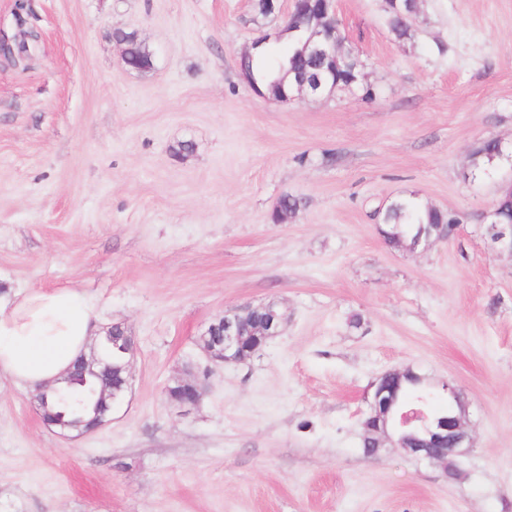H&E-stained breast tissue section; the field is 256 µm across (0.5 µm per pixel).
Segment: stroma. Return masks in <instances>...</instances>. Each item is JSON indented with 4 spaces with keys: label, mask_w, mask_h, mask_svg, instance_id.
I'll return each instance as SVG.
<instances>
[{
    "label": "stroma",
    "mask_w": 512,
    "mask_h": 512,
    "mask_svg": "<svg viewBox=\"0 0 512 512\" xmlns=\"http://www.w3.org/2000/svg\"><path fill=\"white\" fill-rule=\"evenodd\" d=\"M335 13L372 98L254 91L242 53L287 42L254 0H0V32L40 36L29 67L0 63V283L76 289L134 338L130 390L83 435L0 378V512H512V256L483 222L512 171L466 175L512 144V0H422L405 41L385 0ZM117 30L153 70H126ZM399 195L462 222L389 246L375 212ZM272 298L282 334L213 364L204 329ZM189 367L183 412L165 390ZM405 368L466 408L456 479L363 453L371 385ZM479 158L473 160L471 172L478 177L489 174L502 164L503 153L495 140L484 143L477 152Z\"/></svg>",
    "instance_id": "obj_1"
}]
</instances>
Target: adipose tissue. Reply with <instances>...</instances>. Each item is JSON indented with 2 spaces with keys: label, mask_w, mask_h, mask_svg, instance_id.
Listing matches in <instances>:
<instances>
[{
  "label": "adipose tissue",
  "mask_w": 512,
  "mask_h": 512,
  "mask_svg": "<svg viewBox=\"0 0 512 512\" xmlns=\"http://www.w3.org/2000/svg\"><path fill=\"white\" fill-rule=\"evenodd\" d=\"M97 330L89 302L73 289L0 297V377L33 388L51 384Z\"/></svg>",
  "instance_id": "adipose-tissue-1"
}]
</instances>
